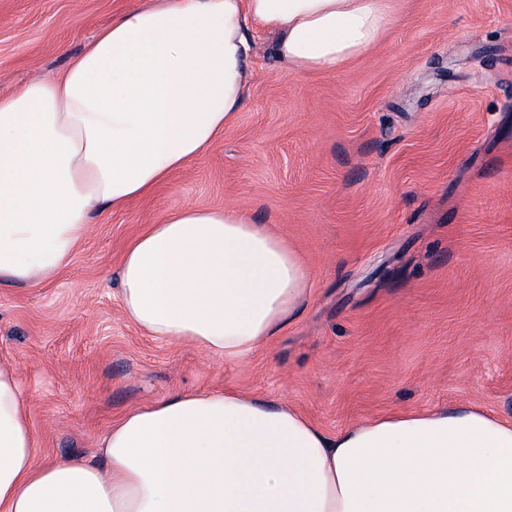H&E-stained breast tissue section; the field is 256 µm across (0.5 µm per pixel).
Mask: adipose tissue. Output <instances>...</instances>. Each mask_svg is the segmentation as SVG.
Wrapping results in <instances>:
<instances>
[{
	"instance_id": "1",
	"label": "adipose tissue",
	"mask_w": 512,
	"mask_h": 512,
	"mask_svg": "<svg viewBox=\"0 0 512 512\" xmlns=\"http://www.w3.org/2000/svg\"><path fill=\"white\" fill-rule=\"evenodd\" d=\"M388 0H131L51 80L0 96V285L67 267L103 212L152 193L236 118L249 28L299 72L369 53ZM311 298L299 254L234 206H178L120 268L125 318L246 361ZM104 465L37 463L21 382L0 362V512H512V423L478 409L370 419L336 434L232 389L130 411Z\"/></svg>"
}]
</instances>
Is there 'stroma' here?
<instances>
[{
  "label": "stroma",
  "mask_w": 512,
  "mask_h": 512,
  "mask_svg": "<svg viewBox=\"0 0 512 512\" xmlns=\"http://www.w3.org/2000/svg\"><path fill=\"white\" fill-rule=\"evenodd\" d=\"M129 0H0V95L49 79ZM257 37L235 121L150 195L92 224L71 263L0 286L38 460L94 463L130 410L231 388L333 434L475 406L512 422V0H394L368 54L278 67ZM230 205L305 261L312 300L228 365L125 318L117 272L169 209Z\"/></svg>",
  "instance_id": "stroma-1"
}]
</instances>
